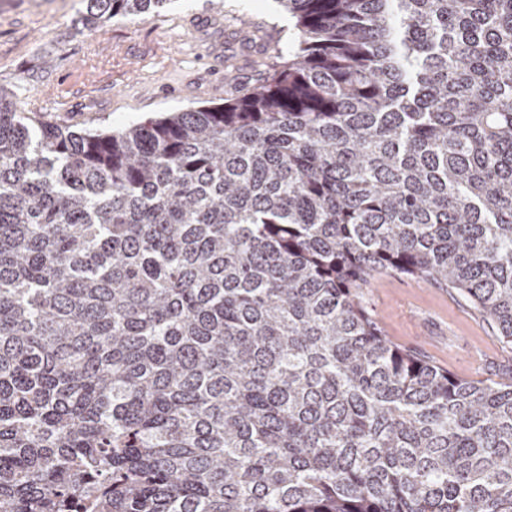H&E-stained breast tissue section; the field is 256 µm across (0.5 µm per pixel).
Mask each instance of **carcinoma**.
Wrapping results in <instances>:
<instances>
[{
  "instance_id": "1",
  "label": "carcinoma",
  "mask_w": 512,
  "mask_h": 512,
  "mask_svg": "<svg viewBox=\"0 0 512 512\" xmlns=\"http://www.w3.org/2000/svg\"><path fill=\"white\" fill-rule=\"evenodd\" d=\"M279 3L296 50L222 104L34 130L0 87V512H512V383L362 294L512 349V0ZM364 301L392 343L459 377L510 381L512 350L453 289L383 274L364 288Z\"/></svg>"
}]
</instances>
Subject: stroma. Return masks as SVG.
<instances>
[{"mask_svg": "<svg viewBox=\"0 0 512 512\" xmlns=\"http://www.w3.org/2000/svg\"><path fill=\"white\" fill-rule=\"evenodd\" d=\"M84 10L83 0H0V86L32 123L119 129L223 102L230 84L262 81L260 58L295 32L276 0H168L95 32ZM364 301L392 343L460 377L512 380V350L453 289L383 274Z\"/></svg>", "mask_w": 512, "mask_h": 512, "instance_id": "stroma-1", "label": "stroma"}]
</instances>
